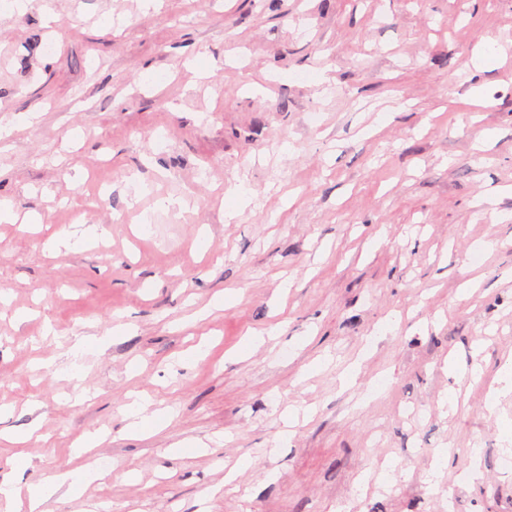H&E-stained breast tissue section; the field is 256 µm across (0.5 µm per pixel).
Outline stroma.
Returning a JSON list of instances; mask_svg holds the SVG:
<instances>
[{
  "label": "stroma",
  "instance_id": "stroma-1",
  "mask_svg": "<svg viewBox=\"0 0 512 512\" xmlns=\"http://www.w3.org/2000/svg\"><path fill=\"white\" fill-rule=\"evenodd\" d=\"M510 46L512 0H0V198L44 217L0 223V432L40 426L0 479L100 433L44 512H512ZM135 392L173 419L126 434Z\"/></svg>",
  "mask_w": 512,
  "mask_h": 512
}]
</instances>
